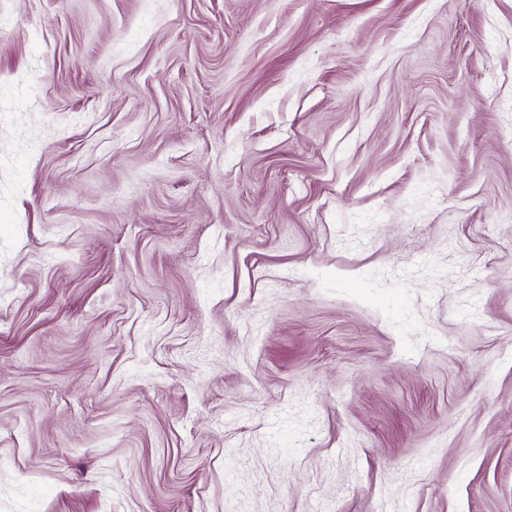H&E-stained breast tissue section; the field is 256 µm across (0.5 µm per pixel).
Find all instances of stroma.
Segmentation results:
<instances>
[{
	"instance_id": "1",
	"label": "stroma",
	"mask_w": 512,
	"mask_h": 512,
	"mask_svg": "<svg viewBox=\"0 0 512 512\" xmlns=\"http://www.w3.org/2000/svg\"><path fill=\"white\" fill-rule=\"evenodd\" d=\"M0 19V512H512V0Z\"/></svg>"
}]
</instances>
